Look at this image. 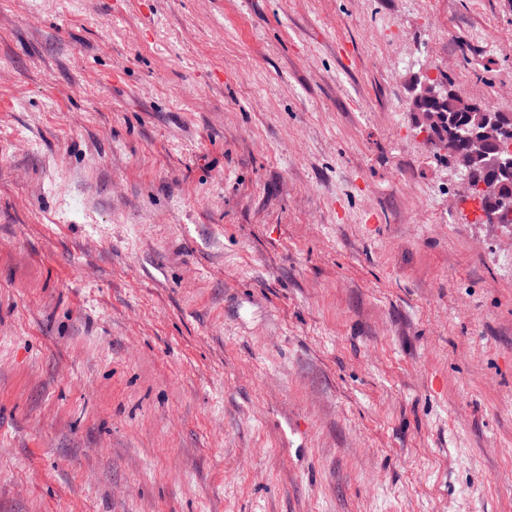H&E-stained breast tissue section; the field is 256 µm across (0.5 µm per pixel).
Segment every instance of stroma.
<instances>
[{"label": "stroma", "instance_id": "35a3bbf8", "mask_svg": "<svg viewBox=\"0 0 512 512\" xmlns=\"http://www.w3.org/2000/svg\"><path fill=\"white\" fill-rule=\"evenodd\" d=\"M439 73L512 112V0H0V512H512Z\"/></svg>", "mask_w": 512, "mask_h": 512}]
</instances>
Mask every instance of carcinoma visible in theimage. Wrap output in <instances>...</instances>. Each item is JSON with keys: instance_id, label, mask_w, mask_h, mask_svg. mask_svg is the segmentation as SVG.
<instances>
[{"instance_id": "1", "label": "carcinoma", "mask_w": 512, "mask_h": 512, "mask_svg": "<svg viewBox=\"0 0 512 512\" xmlns=\"http://www.w3.org/2000/svg\"><path fill=\"white\" fill-rule=\"evenodd\" d=\"M438 86V97L431 98L423 94L421 84H416L412 110L417 123L430 132L431 142L444 151L441 160L456 166L463 158L467 161V174L480 179H497V193L471 197L485 221L490 222L493 217L504 214L507 203L512 200V178L501 174L503 153L499 149L502 143L512 142V112H499L488 105L462 99L452 89V82L446 75ZM475 132L483 138L484 146L481 152L472 154L466 141Z\"/></svg>"}]
</instances>
